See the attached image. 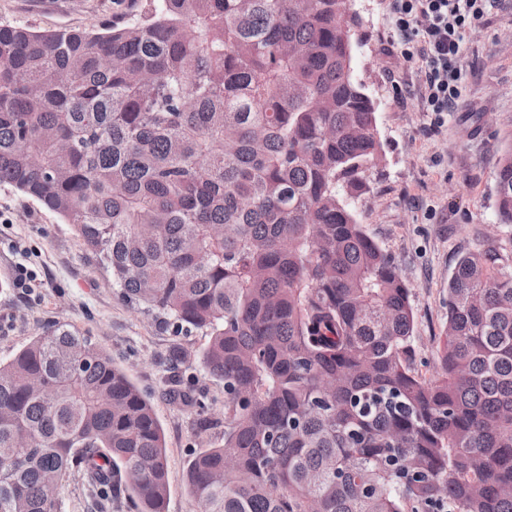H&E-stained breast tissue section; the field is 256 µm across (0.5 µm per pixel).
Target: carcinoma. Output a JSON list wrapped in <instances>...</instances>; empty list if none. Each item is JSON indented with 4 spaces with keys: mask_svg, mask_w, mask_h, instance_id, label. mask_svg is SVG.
Returning <instances> with one entry per match:
<instances>
[{
    "mask_svg": "<svg viewBox=\"0 0 512 512\" xmlns=\"http://www.w3.org/2000/svg\"><path fill=\"white\" fill-rule=\"evenodd\" d=\"M147 0L97 32L0 25V185L73 226L130 301L209 336L223 443L202 512H512V258L448 281L437 375L402 269L357 222L382 158L352 0ZM512 224V135L496 177ZM170 400L212 425L190 390ZM81 472L164 512L151 404L77 330L0 363V512Z\"/></svg>",
    "mask_w": 512,
    "mask_h": 512,
    "instance_id": "carcinoma-1",
    "label": "carcinoma"
}]
</instances>
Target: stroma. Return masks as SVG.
Returning <instances> with one entry per match:
<instances>
[{
	"instance_id": "35a3bbf8",
	"label": "stroma",
	"mask_w": 512,
	"mask_h": 512,
	"mask_svg": "<svg viewBox=\"0 0 512 512\" xmlns=\"http://www.w3.org/2000/svg\"><path fill=\"white\" fill-rule=\"evenodd\" d=\"M129 6V0H0V25L95 32ZM354 8L363 39L355 48V75L378 106L383 145L381 162L366 172L355 217L403 270L414 309V364L431 378L458 258L489 239L512 251V226L498 223L495 192L504 140L512 133V0H501L467 32L458 105L439 127L422 106L421 60L404 57L391 42L390 0H355ZM20 266L32 271V288L14 287ZM54 325L88 334L151 401L168 459L166 512H201L188 489V468L196 453L224 435V384L197 360L207 336L176 333L129 302L86 255L72 225L2 185L0 361ZM178 348L191 360L171 361ZM175 378L209 407L215 420L209 430H199L194 415L170 400ZM60 500L61 512H137L124 493L97 501L75 471Z\"/></svg>"
}]
</instances>
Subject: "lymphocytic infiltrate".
Instances as JSON below:
<instances>
[{"label":"lymphocytic infiltrate","mask_w":512,"mask_h":512,"mask_svg":"<svg viewBox=\"0 0 512 512\" xmlns=\"http://www.w3.org/2000/svg\"><path fill=\"white\" fill-rule=\"evenodd\" d=\"M494 0H392V29L402 55L424 65L422 100L435 116L454 111L463 80L467 31Z\"/></svg>","instance_id":"f902f5d3"}]
</instances>
